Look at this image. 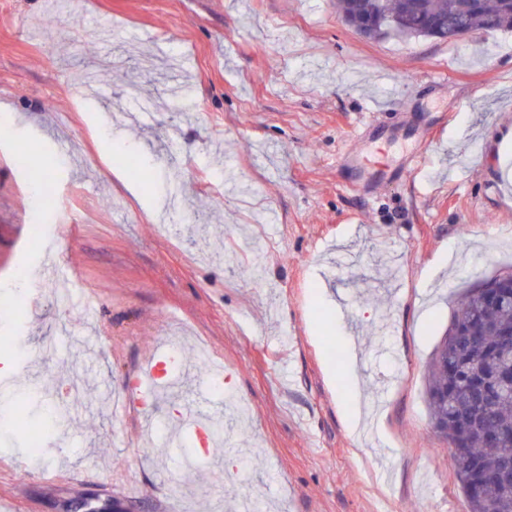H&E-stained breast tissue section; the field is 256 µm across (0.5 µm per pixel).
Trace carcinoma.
I'll list each match as a JSON object with an SVG mask.
<instances>
[{"label": "carcinoma", "mask_w": 512, "mask_h": 512, "mask_svg": "<svg viewBox=\"0 0 512 512\" xmlns=\"http://www.w3.org/2000/svg\"><path fill=\"white\" fill-rule=\"evenodd\" d=\"M349 25L361 36L374 39L388 34L430 37L448 41L452 31L443 24L450 14L462 18L472 30L512 31V0H339ZM38 180L44 159L35 149L17 161ZM490 278L465 297L448 332L480 335L483 348L454 347L443 339L428 368L427 403L433 427L451 448L450 466L465 496L468 512H512V484L493 479L503 455L512 452V392L495 397L475 422L457 418L455 403L467 399L477 381H487L499 362H512V354L499 357L495 333L512 330V303L493 305L485 290Z\"/></svg>", "instance_id": "carcinoma-1"}]
</instances>
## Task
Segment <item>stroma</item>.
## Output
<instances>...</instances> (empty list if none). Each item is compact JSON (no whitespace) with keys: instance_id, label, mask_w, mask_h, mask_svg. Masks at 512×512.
<instances>
[{"instance_id":"stroma-1","label":"stroma","mask_w":512,"mask_h":512,"mask_svg":"<svg viewBox=\"0 0 512 512\" xmlns=\"http://www.w3.org/2000/svg\"><path fill=\"white\" fill-rule=\"evenodd\" d=\"M1 106L0 289L24 267L33 293L0 314L31 352L0 403L37 389L68 453L0 434L14 512H467L427 370L466 291L512 269L511 32L370 40L336 0H0ZM364 122L374 166L337 168ZM34 145L61 201L35 248L14 163ZM120 149L145 200L114 175ZM65 279L94 317L57 304ZM162 344L200 371L155 394L165 434L146 446L139 405L114 414L112 394ZM190 408L224 426L212 455Z\"/></svg>"}]
</instances>
